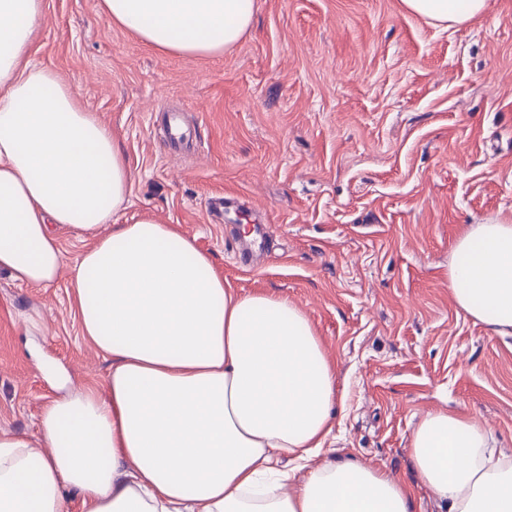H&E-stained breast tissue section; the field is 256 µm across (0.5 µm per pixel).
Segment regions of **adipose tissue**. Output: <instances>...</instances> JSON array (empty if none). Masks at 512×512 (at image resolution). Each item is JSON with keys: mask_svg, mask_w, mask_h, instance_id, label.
<instances>
[{"mask_svg": "<svg viewBox=\"0 0 512 512\" xmlns=\"http://www.w3.org/2000/svg\"><path fill=\"white\" fill-rule=\"evenodd\" d=\"M441 26L486 0H401ZM107 20L147 45L213 55L247 33L256 0H103ZM43 0H0V271L47 286L70 271L82 334L111 360L104 386L50 399L41 437L0 433V512H414L413 487L345 461L303 478L326 445L335 366L288 299L231 288L176 225L118 223L131 168L71 85L36 65ZM110 225L101 235V225ZM468 316L512 334V224H468L448 265ZM411 468L448 512H512V460L472 417L431 412Z\"/></svg>", "mask_w": 512, "mask_h": 512, "instance_id": "obj_1", "label": "adipose tissue"}]
</instances>
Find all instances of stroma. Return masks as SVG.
I'll use <instances>...</instances> for the list:
<instances>
[{
	"label": "stroma",
	"instance_id": "35a3bbf8",
	"mask_svg": "<svg viewBox=\"0 0 512 512\" xmlns=\"http://www.w3.org/2000/svg\"><path fill=\"white\" fill-rule=\"evenodd\" d=\"M443 28L401 0H257L246 37L210 56L151 48L101 0H44L37 59L116 135L132 169L122 215L178 225L243 293L288 298L336 363L335 450L412 481L447 512L407 447L425 414L458 410L512 456V336L459 309L448 263L465 224L512 222V0ZM197 141L165 150L151 115ZM237 199L220 224L206 201ZM271 230L252 271L231 255ZM37 326H30V318ZM102 384L67 276L0 272V431L38 434L50 377Z\"/></svg>",
	"mask_w": 512,
	"mask_h": 512
}]
</instances>
